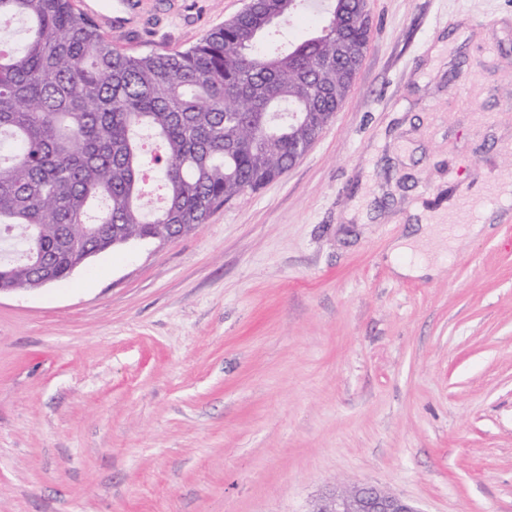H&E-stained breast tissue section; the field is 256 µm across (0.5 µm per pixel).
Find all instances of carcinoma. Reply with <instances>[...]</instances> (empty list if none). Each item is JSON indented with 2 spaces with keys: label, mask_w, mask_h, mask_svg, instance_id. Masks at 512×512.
Returning a JSON list of instances; mask_svg holds the SVG:
<instances>
[{
  "label": "carcinoma",
  "mask_w": 512,
  "mask_h": 512,
  "mask_svg": "<svg viewBox=\"0 0 512 512\" xmlns=\"http://www.w3.org/2000/svg\"><path fill=\"white\" fill-rule=\"evenodd\" d=\"M309 0H249L182 51L126 54L72 0H0V288L66 279L88 255L132 239L182 237L286 172L343 106L371 33L356 0H327L300 41L270 50L276 19ZM293 108L301 121L274 113ZM161 153L144 149L143 134ZM156 170L165 204L146 208Z\"/></svg>",
  "instance_id": "obj_1"
}]
</instances>
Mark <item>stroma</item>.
I'll list each match as a JSON object with an SVG mask.
<instances>
[{
  "label": "stroma",
  "mask_w": 512,
  "mask_h": 512,
  "mask_svg": "<svg viewBox=\"0 0 512 512\" xmlns=\"http://www.w3.org/2000/svg\"><path fill=\"white\" fill-rule=\"evenodd\" d=\"M73 0L129 54L246 0ZM344 106L192 234L0 295V512H512V0H368ZM494 206L426 278L412 213ZM395 271L401 276L425 277L437 272V264L430 258H419L413 265L394 264ZM308 512H420L403 498L373 485L319 497Z\"/></svg>",
  "instance_id": "35a3bbf8"
}]
</instances>
